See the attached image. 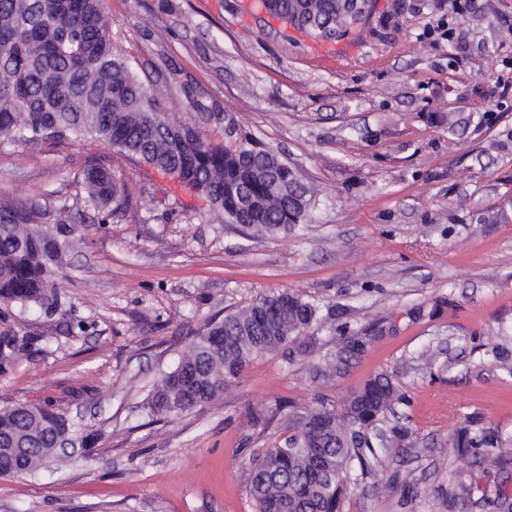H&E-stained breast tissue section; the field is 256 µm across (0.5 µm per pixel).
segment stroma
Listing matches in <instances>:
<instances>
[{
    "mask_svg": "<svg viewBox=\"0 0 512 512\" xmlns=\"http://www.w3.org/2000/svg\"><path fill=\"white\" fill-rule=\"evenodd\" d=\"M375 0L350 56L242 0H105L112 44L175 123L189 78L240 134L294 165L324 200L300 235H247L159 170L89 137L25 147L0 138V199L83 214L80 246L48 307L0 302V408L65 413L86 447L32 474L0 475V512H256L250 461L288 417L342 406L375 374L404 399L382 417L407 448L350 487L344 512H493L512 461L453 457L473 418L512 439V0ZM447 21L450 38L425 37ZM461 119L455 131L437 113ZM110 167L132 204L104 217L82 174ZM288 290L327 318L304 355L253 359L210 404L146 414L210 320ZM435 364L423 368L422 351ZM472 487L456 507L448 491Z\"/></svg>",
    "mask_w": 512,
    "mask_h": 512,
    "instance_id": "stroma-1",
    "label": "stroma"
}]
</instances>
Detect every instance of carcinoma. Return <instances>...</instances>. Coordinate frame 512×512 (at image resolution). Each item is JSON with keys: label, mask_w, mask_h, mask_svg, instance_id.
Here are the masks:
<instances>
[{"label": "carcinoma", "mask_w": 512, "mask_h": 512, "mask_svg": "<svg viewBox=\"0 0 512 512\" xmlns=\"http://www.w3.org/2000/svg\"><path fill=\"white\" fill-rule=\"evenodd\" d=\"M265 11L321 38L330 24L335 41L361 36L374 9L364 0L360 24L346 0H260ZM147 88L112 46L104 0H0V137L32 146L88 136L119 153L177 174L178 182L224 211L231 224L257 236L292 233L313 221L318 192L295 169L252 138L212 145L201 129L216 104L191 86L180 91L192 123H173L147 108ZM84 189L97 207L117 216L132 204L125 183L103 165L84 171ZM45 212L0 201V301L43 306L59 269L36 229ZM322 318L288 291L264 296L245 309L210 321L193 337L178 364L162 374L148 400L156 414L179 415L216 399L255 357L285 349ZM402 400L385 374L368 379L341 410L324 403L289 418V434L253 460L249 492L257 512H342L350 482L374 473L399 453L411 429L373 447L371 431ZM50 410L20 405L0 410V474L40 469L55 444ZM491 449L512 459V444L485 427L461 428L448 451Z\"/></svg>", "instance_id": "obj_1"}]
</instances>
